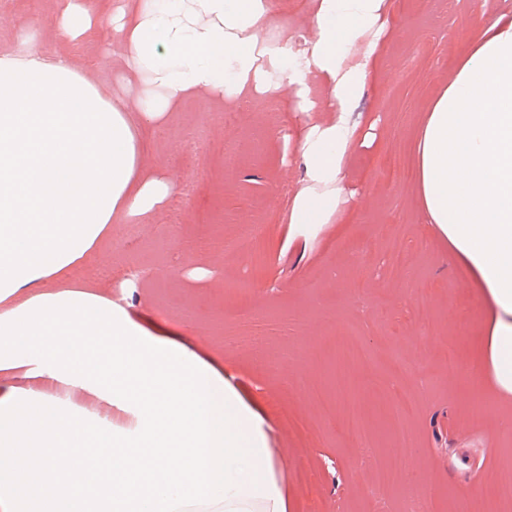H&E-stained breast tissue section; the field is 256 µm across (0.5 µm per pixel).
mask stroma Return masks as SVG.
<instances>
[{"label": "stroma", "mask_w": 512, "mask_h": 512, "mask_svg": "<svg viewBox=\"0 0 512 512\" xmlns=\"http://www.w3.org/2000/svg\"><path fill=\"white\" fill-rule=\"evenodd\" d=\"M275 37L297 55L314 36V0H272ZM56 0H0V47L40 27L39 47L71 56L113 98L134 76L102 67L122 47L108 26L71 41L52 36ZM380 73L354 109L376 121L377 150L346 160L361 192L352 214L325 225L313 242L289 241L288 201L304 167L294 136L305 118L290 89L233 105L205 93L178 103L172 117L142 128L143 167L175 187L149 214L112 225L109 238L69 277L112 293L158 335L187 337L220 359L266 420L268 446L288 476L297 512H403L423 498L428 512H512L499 477L512 470V399H485L483 424L469 421L465 342L480 317L476 297L447 250L419 221L413 180L388 177L390 157L412 165L428 105L482 26L512 18V0H389ZM264 233L262 264L229 252L243 226ZM400 242L413 262L387 259ZM251 281L248 294L228 279ZM261 334V347L248 336ZM400 367L397 381L385 359ZM414 400L404 414L391 384ZM36 387L101 424L123 412L88 392L66 390L23 371L0 372V389ZM309 467L313 487L293 478Z\"/></svg>", "instance_id": "obj_1"}]
</instances>
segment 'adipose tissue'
<instances>
[{
	"label": "adipose tissue",
	"instance_id": "1",
	"mask_svg": "<svg viewBox=\"0 0 512 512\" xmlns=\"http://www.w3.org/2000/svg\"><path fill=\"white\" fill-rule=\"evenodd\" d=\"M55 36L109 22L136 93L112 100L65 55L25 33L0 51V372L94 394L129 413L103 427L38 388L0 390V512H291L265 419L223 365L156 335L125 307L66 273L112 223L150 212L171 185L139 163L138 132L200 92L233 104L299 84L304 183L288 202L290 239L312 241L352 212L345 161L376 145L353 107L370 80L388 0H316L306 56L271 36V0H58ZM321 76L332 115L303 84ZM419 216L479 299V350L464 370L512 397V20L457 62L415 144ZM87 488L86 497L77 489Z\"/></svg>",
	"mask_w": 512,
	"mask_h": 512
}]
</instances>
